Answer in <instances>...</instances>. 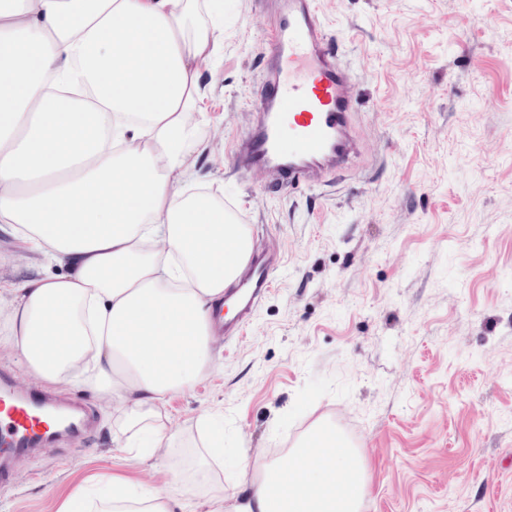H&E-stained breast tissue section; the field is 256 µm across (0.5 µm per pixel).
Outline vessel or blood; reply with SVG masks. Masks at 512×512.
<instances>
[{"instance_id":"b4317fda","label":"vessel or blood","mask_w":512,"mask_h":512,"mask_svg":"<svg viewBox=\"0 0 512 512\" xmlns=\"http://www.w3.org/2000/svg\"><path fill=\"white\" fill-rule=\"evenodd\" d=\"M273 22L247 129L233 151V174L241 181L264 179L265 188L283 195L301 189L323 191L346 181L369 161L359 134L358 77L341 41L331 34L318 0H272ZM281 257L252 250L240 276L224 290L237 300L224 333H243L256 304L271 288ZM91 406L60 401L22 387L0 374V492L13 487L16 459L62 438L72 446L90 443Z\"/></svg>"}]
</instances>
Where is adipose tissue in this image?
Listing matches in <instances>:
<instances>
[{
  "label": "adipose tissue",
  "mask_w": 512,
  "mask_h": 512,
  "mask_svg": "<svg viewBox=\"0 0 512 512\" xmlns=\"http://www.w3.org/2000/svg\"><path fill=\"white\" fill-rule=\"evenodd\" d=\"M219 0H0V225L63 266L9 287L0 346L41 386L113 401L120 448L147 461L175 435L166 398L212 364V314L252 242L187 172L224 50ZM94 512H172L112 479ZM367 469L325 427L263 465L244 512H361Z\"/></svg>",
  "instance_id": "obj_1"
}]
</instances>
